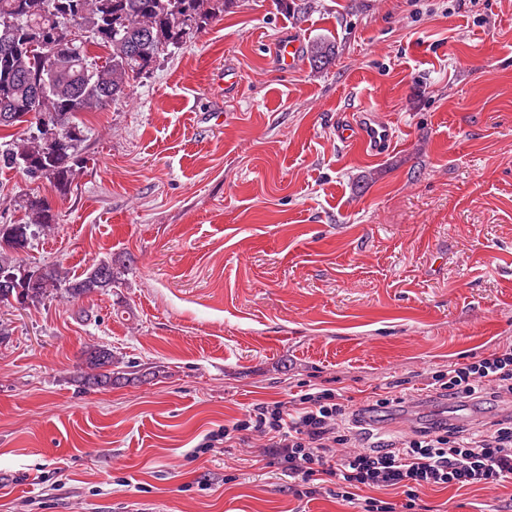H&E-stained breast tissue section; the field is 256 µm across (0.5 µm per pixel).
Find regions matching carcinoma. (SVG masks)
I'll return each instance as SVG.
<instances>
[{"instance_id":"cac0c4a2","label":"carcinoma","mask_w":512,"mask_h":512,"mask_svg":"<svg viewBox=\"0 0 512 512\" xmlns=\"http://www.w3.org/2000/svg\"><path fill=\"white\" fill-rule=\"evenodd\" d=\"M224 11V0H0V128L26 124V137L0 150V168L45 180L60 195L73 183L87 131L77 122L82 112L104 110L127 95L149 73L161 54L179 47ZM72 22L86 34L76 57H47L28 45L30 31ZM102 49L105 55L94 54ZM335 58L325 38L310 48L311 64L321 69ZM39 76L41 98L32 77ZM22 221L0 225V280L14 283L12 297L39 302L53 294L75 301L122 285L124 264L104 260L72 278L54 263L26 268L17 254L36 234L55 223L48 199L21 196ZM112 349L90 344L82 353L79 382L85 388L138 385L151 372L114 369Z\"/></svg>"}]
</instances>
